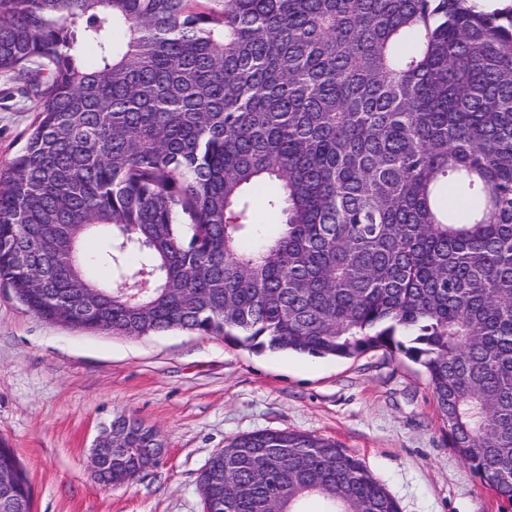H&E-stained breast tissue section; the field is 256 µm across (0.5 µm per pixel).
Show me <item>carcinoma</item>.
<instances>
[{
  "label": "carcinoma",
  "instance_id": "carcinoma-1",
  "mask_svg": "<svg viewBox=\"0 0 512 512\" xmlns=\"http://www.w3.org/2000/svg\"><path fill=\"white\" fill-rule=\"evenodd\" d=\"M0 74L39 103L0 168V288L114 336L401 354L448 447L512 504V8L0 0ZM94 228L105 283L80 258ZM2 472L0 512H32L1 442ZM136 479L113 450L115 487ZM198 484L223 512H400L358 457L296 431L233 438Z\"/></svg>",
  "mask_w": 512,
  "mask_h": 512
}]
</instances>
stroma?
Segmentation results:
<instances>
[{
    "mask_svg": "<svg viewBox=\"0 0 512 512\" xmlns=\"http://www.w3.org/2000/svg\"><path fill=\"white\" fill-rule=\"evenodd\" d=\"M35 109L0 104V166L22 147ZM121 414L159 429L167 457L106 489L90 451ZM259 430L336 441L401 512L507 509L449 448L426 375L402 356L329 360L182 331L90 333L38 318L0 288V441L30 477L33 512H203L201 470L233 437Z\"/></svg>",
    "mask_w": 512,
    "mask_h": 512,
    "instance_id": "stroma-1",
    "label": "stroma"
}]
</instances>
